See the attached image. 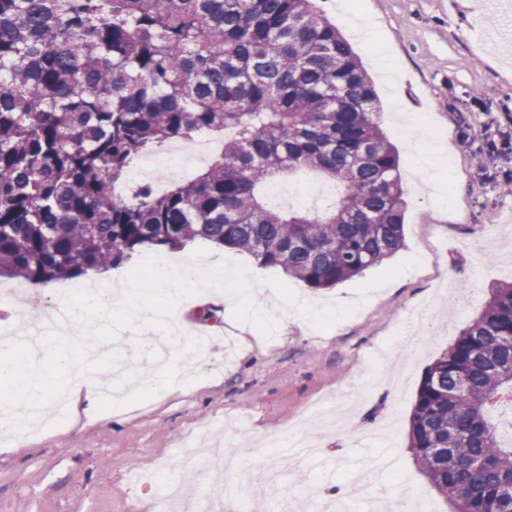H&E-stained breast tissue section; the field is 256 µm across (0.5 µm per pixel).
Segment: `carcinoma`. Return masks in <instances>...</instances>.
Listing matches in <instances>:
<instances>
[{"instance_id": "carcinoma-1", "label": "carcinoma", "mask_w": 512, "mask_h": 512, "mask_svg": "<svg viewBox=\"0 0 512 512\" xmlns=\"http://www.w3.org/2000/svg\"><path fill=\"white\" fill-rule=\"evenodd\" d=\"M359 58L314 0H0V278L79 280L196 239L331 288L404 241L395 148ZM198 133L203 171L125 195L134 162ZM340 186L319 210L263 206L280 175ZM512 283L423 376L408 448L453 512H512Z\"/></svg>"}]
</instances>
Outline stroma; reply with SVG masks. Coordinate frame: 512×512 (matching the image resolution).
I'll return each instance as SVG.
<instances>
[{
	"label": "stroma",
	"instance_id": "stroma-1",
	"mask_svg": "<svg viewBox=\"0 0 512 512\" xmlns=\"http://www.w3.org/2000/svg\"><path fill=\"white\" fill-rule=\"evenodd\" d=\"M380 25L395 83L371 70L368 45L351 47L379 101V125L399 157L405 211L404 246L384 260L391 267L432 254L429 270L408 271L359 299L358 276L330 289L285 278L278 268L261 277L286 279L310 302L355 304V312L329 330L289 318L263 337L241 325L232 307L207 304L215 334L201 360L191 361L195 384L186 391L142 398L115 416L102 404L98 417L52 416L19 447L0 446V512H153L161 484L175 474L180 488L197 495L201 476L181 470L188 433L222 435L235 447L258 449L264 468L278 457L262 444L297 421L316 399L342 413L346 426L320 433L318 466L293 463L280 471L269 497L295 502L306 512L328 491L325 472L351 483L346 457L395 461L387 480L391 512H412L423 500L428 512H452L430 485L407 448L412 407L425 370L483 309L491 288L512 282V36L504 35L508 10L489 0H352ZM429 115L445 135L452 165L433 166L437 183L449 186L453 203L427 198L416 174L413 150L398 113ZM467 132L471 150H459ZM391 426L387 448H361L356 439Z\"/></svg>",
	"mask_w": 512,
	"mask_h": 512
}]
</instances>
